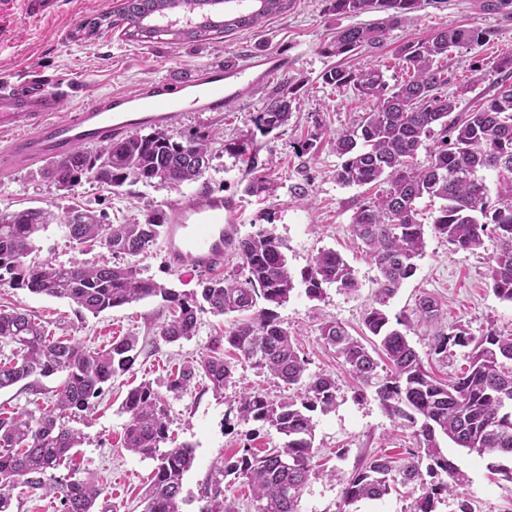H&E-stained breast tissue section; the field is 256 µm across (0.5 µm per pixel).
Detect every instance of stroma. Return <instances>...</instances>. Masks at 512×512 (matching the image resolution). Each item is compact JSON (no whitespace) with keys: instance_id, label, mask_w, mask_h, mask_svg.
I'll return each instance as SVG.
<instances>
[{"instance_id":"stroma-1","label":"stroma","mask_w":512,"mask_h":512,"mask_svg":"<svg viewBox=\"0 0 512 512\" xmlns=\"http://www.w3.org/2000/svg\"><path fill=\"white\" fill-rule=\"evenodd\" d=\"M119 3L54 0L50 14L33 18L27 14L24 0H0V77L17 79L36 69L61 79L72 88L64 103L69 110L112 91L134 90L149 80L186 78L202 65L238 63L269 51L286 54L288 68L247 101L221 112H185L169 126L170 135L176 138L189 133L211 138V167L201 183L178 187L128 183L114 191L85 182L72 192L71 202L106 212L110 223L126 224L147 211L165 209L170 201L195 199L204 184L236 199L241 212L240 236L263 228L282 241L294 276H301L320 252H338L354 269L356 291L347 293L328 286L314 299L300 283L289 301L276 309L280 321L295 336L309 372L325 373L336 381L335 406L311 414L316 460L324 464L327 473L310 479L301 512H410L412 499L405 492L351 505L344 504L342 498L344 483L356 466L375 455L400 456L416 442L411 428L385 413L374 390L361 388L320 336V324L325 320L341 322L354 336H366L363 317L379 276L349 230L358 207L377 191L338 184L334 174L341 160L329 143L336 131L360 122L368 106L351 90L325 84L322 75L337 65L353 70L384 64L388 67L386 77L392 80L401 75L396 61L399 45L439 28L473 27L485 32L484 44L473 50L449 51L447 63L446 91L457 97L459 111L466 112L492 94L496 75L490 70L491 64L502 55L512 54V14L486 12L480 0H425L421 9L391 30L378 49L339 59L324 54V44L336 29L374 22V15L336 14L330 0H291L287 11L271 17L262 28L182 44L129 41L118 29L106 26L93 33L84 29L85 21L116 10ZM288 77L299 82L292 97L291 118L279 132L261 134L253 118L268 92ZM309 138L314 141L313 149L301 153L298 142ZM240 141L250 149L244 160L224 149L225 144ZM44 169L40 163L0 176V210L60 204L54 186L43 176ZM257 171L274 181L272 194L258 197L247 193L246 187ZM40 247L42 257L63 264H91L106 252L100 245L91 249L77 245L54 225L42 233ZM495 251L496 243L489 238L477 253H457L444 239L427 233L425 254L414 276L404 282L387 308L390 316L411 320L408 339L422 360L431 361L429 338L434 334L433 327L417 321L415 315L418 300L425 296L437 300L443 324L463 326L476 337L490 327L502 335H512V303L496 297L489 286L488 269ZM135 262L141 277L181 293L199 288L198 278L167 268L160 246L151 247ZM12 308L30 314L52 336L79 338L91 350L125 336L138 337L142 351L133 367L105 386L93 419L78 423L82 443L73 463L79 477L94 478L102 485V504L117 512H143L142 497L155 463L123 448L129 417L121 404L128 390L141 381H162L172 368L207 351L223 337L231 317L199 313L195 335L169 344L158 337L159 327L168 316L158 298L95 316L66 299L0 287V309ZM63 380L59 373L32 386L23 381L0 390V412L39 416L47 392ZM246 390L272 397L280 393L272 378L243 365L223 393H214L202 381L180 396L165 394L171 443L190 445L195 455L194 465L183 480V512H200L209 474L223 466L238 448L248 445L262 451L280 445L282 438L274 429L239 417L237 399ZM440 445L469 482L464 498L445 496L436 512H459L463 499L472 512H512V482L502 475L503 469H512V459L497 454L481 456L445 439Z\"/></svg>"}]
</instances>
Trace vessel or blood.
I'll return each instance as SVG.
<instances>
[{
	"instance_id": "obj_1",
	"label": "vessel or blood",
	"mask_w": 512,
	"mask_h": 512,
	"mask_svg": "<svg viewBox=\"0 0 512 512\" xmlns=\"http://www.w3.org/2000/svg\"><path fill=\"white\" fill-rule=\"evenodd\" d=\"M288 58L269 52L233 66L198 68L185 81H149L133 91H115L64 111L67 90L56 80L30 72L18 83L0 81V170L32 165L75 149L115 140L131 131L168 126L184 111L220 112L242 102L270 77L286 70ZM238 204L222 193L203 190L201 201L167 205L163 235L165 262L174 271L213 273L233 252Z\"/></svg>"
}]
</instances>
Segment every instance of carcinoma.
<instances>
[{"label": "carcinoma", "instance_id": "1", "mask_svg": "<svg viewBox=\"0 0 512 512\" xmlns=\"http://www.w3.org/2000/svg\"><path fill=\"white\" fill-rule=\"evenodd\" d=\"M251 2L255 9L226 14L203 29L192 25L165 29L152 19L174 9L194 10L208 0H122L110 25L123 27L130 41L150 42L170 35L195 42L213 33L257 29L268 17L288 9V0ZM422 4L423 0H331V9L339 15L381 13L383 17L369 25L337 30L323 52L346 57L376 49ZM484 41L482 31L458 27L403 43L396 53L408 77L393 85L378 65L360 70L332 67L322 75L326 84L349 87L369 105L358 124L333 138V149L342 158L336 182L385 183L387 188L361 205L350 224L352 236L379 271L373 303L363 318L376 340L364 343L337 321L322 323L320 336L362 387L374 389L387 415L413 429L417 441L404 457H375L356 469L342 490L346 505L381 500L408 488L419 491L410 512H436L442 496L460 495L466 475L443 452L441 437L479 455H512V336L490 328L475 337L459 325H443L435 300L421 299L418 320L436 326L430 354L445 362L451 349L466 350L468 368L446 381L425 367L411 345L410 323L398 317L393 327L387 312L390 300L414 275L425 252L426 230L417 208L424 197L442 201L430 228L454 251L474 254L483 248L484 238L495 240L491 288L499 299L512 302V55L496 61L494 93L481 107L455 116L456 97L442 92L448 85L442 62L450 49L472 50ZM293 91L290 82L266 98L253 118L261 133L268 135L288 124ZM430 138L434 139L430 159L421 166L415 155ZM211 161L209 137L190 134L175 139L156 127L55 158L45 175L60 191L88 180L112 188L128 182L177 187L202 178ZM485 170L498 174L494 202L482 175ZM51 224L83 244L106 242L113 256L137 257L156 244L165 213L152 212L142 224H110L102 213L82 206L60 213L51 205L1 211L0 287L66 298L93 315L159 297L168 308L159 338L167 343L194 336L198 313L206 309L224 316L248 313L224 330V348L210 347L178 367L163 387L178 396L201 378L221 394L243 363L277 379L288 395L274 400L245 391L237 411L245 421L275 429L281 446L260 453L245 446L225 459L224 466L215 468L207 479V505L202 512H233L224 496L228 478L248 485L256 512H301L302 493L315 474V425L310 413L335 406L336 381L327 374L308 372V362L275 312L295 290L284 244L264 229L240 239L235 252L245 278L213 274L199 282L200 290L186 294L140 277L132 263L117 265L104 258L94 265H66L30 259L40 251L39 233ZM302 282L310 297L321 296L325 285L357 290L354 269L333 250L314 259ZM0 343L13 347L12 357L0 361V390L32 377L65 374L38 417L0 415V487L21 479L30 491L59 500L60 512H95L101 485L73 472L54 473L81 444L79 432L66 420L89 413L103 386L131 369L140 354L138 337L126 336L107 349L90 351L76 339L51 336L44 325L14 308L0 311ZM122 410L129 414L123 448L156 462L145 512H182L183 479L195 456L188 445L163 447L170 435L162 393L153 382L144 381L128 391Z\"/></svg>", "mask_w": 512, "mask_h": 512}]
</instances>
